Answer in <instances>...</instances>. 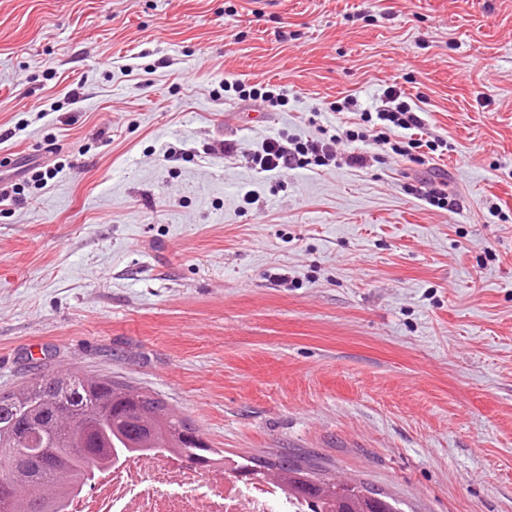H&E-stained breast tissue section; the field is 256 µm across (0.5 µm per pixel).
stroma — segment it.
Returning <instances> with one entry per match:
<instances>
[{
    "mask_svg": "<svg viewBox=\"0 0 512 512\" xmlns=\"http://www.w3.org/2000/svg\"><path fill=\"white\" fill-rule=\"evenodd\" d=\"M390 86L447 150L366 137ZM348 130L366 166L249 161ZM0 182V392L106 375L233 459L512 512V0H0ZM276 85H271L269 83H256L251 86L250 90L244 89L245 87L240 86L237 83H227L224 84L225 92H229L233 90L235 93H238L239 96H248L254 97L256 99H262L264 102L269 103L271 106H282L283 103L286 102L285 94L283 91H279L276 93L273 88H276ZM248 92V93H246ZM418 134H411L410 137L405 138L407 141H396L394 144L390 142L388 139H384L383 144H391V150L394 154L399 156H416L412 154V151L419 152L423 147H426L428 150L437 151L439 148L446 147L448 148L447 142H443L439 139L434 140H426L420 138H413V136ZM417 157V156H416Z\"/></svg>",
    "mask_w": 512,
    "mask_h": 512,
    "instance_id": "stroma-1",
    "label": "stroma"
}]
</instances>
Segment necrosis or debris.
I'll list each match as a JSON object with an SVG mask.
<instances>
[{
    "label": "necrosis or debris",
    "instance_id": "necrosis-or-debris-1",
    "mask_svg": "<svg viewBox=\"0 0 512 512\" xmlns=\"http://www.w3.org/2000/svg\"><path fill=\"white\" fill-rule=\"evenodd\" d=\"M65 512H312L308 500L262 480L224 479L155 448L97 472Z\"/></svg>",
    "mask_w": 512,
    "mask_h": 512
}]
</instances>
